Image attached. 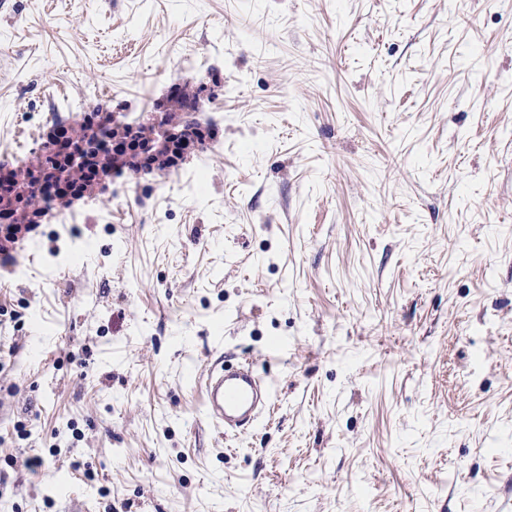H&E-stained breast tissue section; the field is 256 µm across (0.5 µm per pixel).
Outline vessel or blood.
I'll list each match as a JSON object with an SVG mask.
<instances>
[{
    "instance_id": "obj_1",
    "label": "vessel or blood",
    "mask_w": 512,
    "mask_h": 512,
    "mask_svg": "<svg viewBox=\"0 0 512 512\" xmlns=\"http://www.w3.org/2000/svg\"><path fill=\"white\" fill-rule=\"evenodd\" d=\"M203 395L207 418L222 430L254 424L270 404L268 390L247 366L209 369Z\"/></svg>"
}]
</instances>
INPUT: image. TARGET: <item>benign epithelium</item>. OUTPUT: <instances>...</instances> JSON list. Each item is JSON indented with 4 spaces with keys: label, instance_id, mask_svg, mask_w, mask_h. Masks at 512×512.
Returning <instances> with one entry per match:
<instances>
[{
    "label": "benign epithelium",
    "instance_id": "1",
    "mask_svg": "<svg viewBox=\"0 0 512 512\" xmlns=\"http://www.w3.org/2000/svg\"><path fill=\"white\" fill-rule=\"evenodd\" d=\"M181 111L180 104H171L159 113H148L129 122L123 115H112V128L103 135L99 129L90 127L78 146L65 148L66 142L48 133L43 143L41 157L30 172H11L6 180L7 187L0 192V212L12 217L17 224H26L35 218H44L43 213L33 216L23 207L22 201L29 192L31 177L39 179L41 189L51 195L65 191L67 166L80 161L94 159L98 165L96 190H108L116 177L128 171V161L136 157L146 172H159L174 161H181L207 137V131L200 128L176 124L169 120L167 113Z\"/></svg>",
    "mask_w": 512,
    "mask_h": 512
}]
</instances>
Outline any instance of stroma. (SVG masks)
<instances>
[{
	"label": "stroma",
	"instance_id": "stroma-1",
	"mask_svg": "<svg viewBox=\"0 0 512 512\" xmlns=\"http://www.w3.org/2000/svg\"><path fill=\"white\" fill-rule=\"evenodd\" d=\"M0 41L26 164L99 88L220 83L212 147L0 269V512H512V0H0ZM203 395L207 418L223 431L253 425L263 408L270 406L269 391L249 366L209 369Z\"/></svg>",
	"mask_w": 512,
	"mask_h": 512
}]
</instances>
